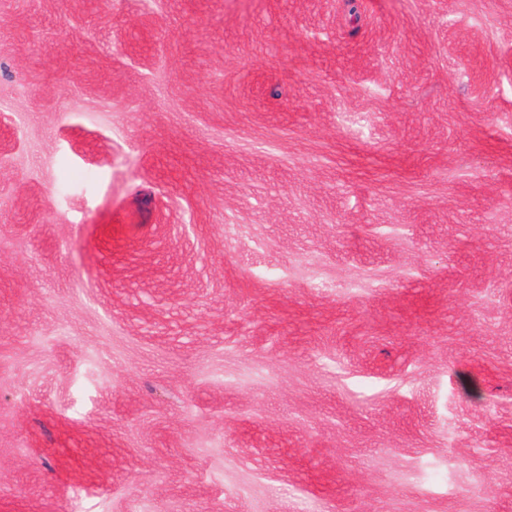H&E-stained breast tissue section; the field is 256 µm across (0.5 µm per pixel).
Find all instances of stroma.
Wrapping results in <instances>:
<instances>
[{"instance_id":"1","label":"stroma","mask_w":512,"mask_h":512,"mask_svg":"<svg viewBox=\"0 0 512 512\" xmlns=\"http://www.w3.org/2000/svg\"><path fill=\"white\" fill-rule=\"evenodd\" d=\"M0 512H512V0H0Z\"/></svg>"}]
</instances>
